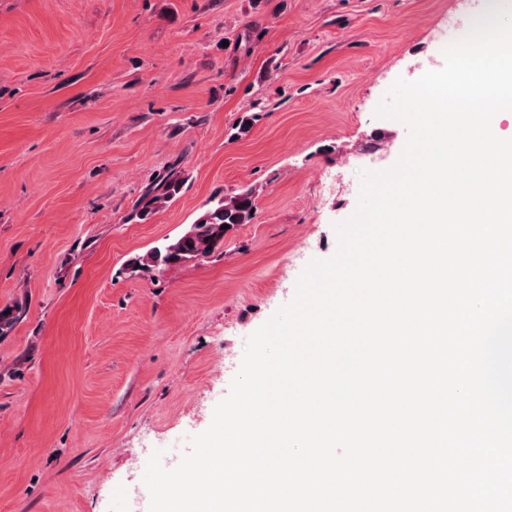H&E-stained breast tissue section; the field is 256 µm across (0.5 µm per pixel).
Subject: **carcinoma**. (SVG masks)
I'll return each mask as SVG.
<instances>
[{
	"label": "carcinoma",
	"instance_id": "1",
	"mask_svg": "<svg viewBox=\"0 0 512 512\" xmlns=\"http://www.w3.org/2000/svg\"><path fill=\"white\" fill-rule=\"evenodd\" d=\"M182 188V180L164 177L149 186L129 215V220L144 221L159 208L172 201ZM259 189L242 188L224 195L216 205L203 212L178 238L156 246L144 255L132 258L128 267L133 272L152 273L207 257L221 249L224 236L241 224L252 221ZM19 319L16 308L0 309V338L9 335Z\"/></svg>",
	"mask_w": 512,
	"mask_h": 512
}]
</instances>
